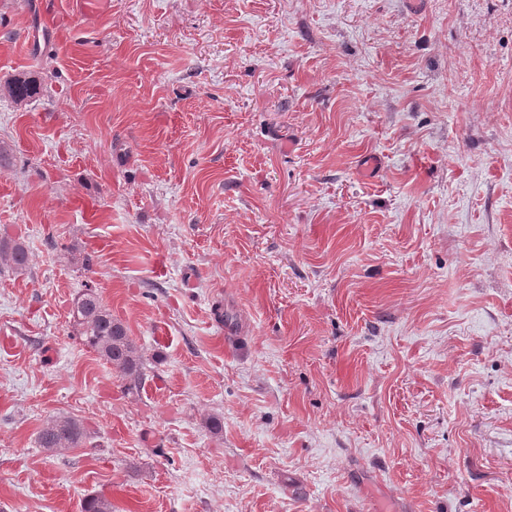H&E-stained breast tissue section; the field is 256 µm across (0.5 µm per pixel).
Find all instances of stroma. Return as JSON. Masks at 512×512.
I'll return each instance as SVG.
<instances>
[{
    "mask_svg": "<svg viewBox=\"0 0 512 512\" xmlns=\"http://www.w3.org/2000/svg\"><path fill=\"white\" fill-rule=\"evenodd\" d=\"M72 2L0 0V512H512V0ZM36 84L21 79H15L6 85H1V92H4L15 102H25L33 98L38 92ZM28 255L25 244L20 240L0 238V268H9L16 272L26 269ZM71 317L86 345L128 381L127 388L141 384L144 367L137 347L125 326L112 318L92 287H86L75 300ZM86 438L82 424L75 418L59 414L44 421L37 436L39 448L48 455L77 448Z\"/></svg>",
    "mask_w": 512,
    "mask_h": 512,
    "instance_id": "stroma-1",
    "label": "stroma"
}]
</instances>
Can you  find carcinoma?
I'll use <instances>...</instances> for the list:
<instances>
[{"mask_svg": "<svg viewBox=\"0 0 512 512\" xmlns=\"http://www.w3.org/2000/svg\"><path fill=\"white\" fill-rule=\"evenodd\" d=\"M16 102H25L33 98L38 91L36 84L15 79L0 87ZM28 255L25 244L20 240L0 238V268H9L16 272L26 269ZM71 317L85 343L93 348L106 363L110 364L124 379L128 387L141 384L144 371L143 361L137 347L127 334V329L118 320L112 318L102 304L98 293L86 287L75 300ZM86 438L82 424L75 418L59 414L44 421L37 436L39 448L49 455L60 454L70 448L78 447ZM84 512H112V502L104 496L87 499Z\"/></svg>", "mask_w": 512, "mask_h": 512, "instance_id": "carcinoma-1", "label": "carcinoma"}]
</instances>
